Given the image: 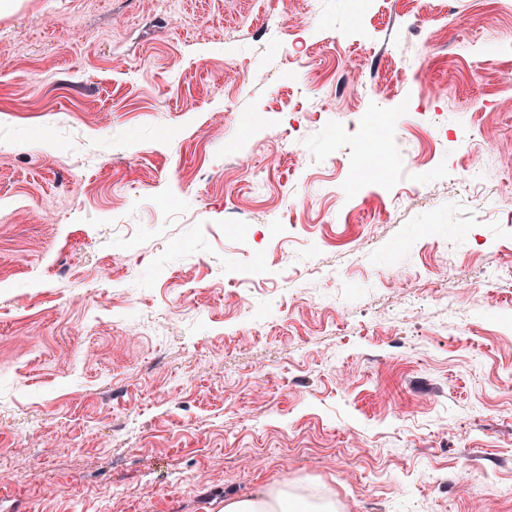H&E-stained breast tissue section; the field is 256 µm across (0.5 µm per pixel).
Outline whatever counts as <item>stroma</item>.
Masks as SVG:
<instances>
[{
	"label": "stroma",
	"mask_w": 512,
	"mask_h": 512,
	"mask_svg": "<svg viewBox=\"0 0 512 512\" xmlns=\"http://www.w3.org/2000/svg\"><path fill=\"white\" fill-rule=\"evenodd\" d=\"M154 2L0 0V512H512V12ZM285 488H272L260 497L228 499L217 507L219 512H335L332 501L311 502L301 498H291Z\"/></svg>",
	"instance_id": "1"
}]
</instances>
